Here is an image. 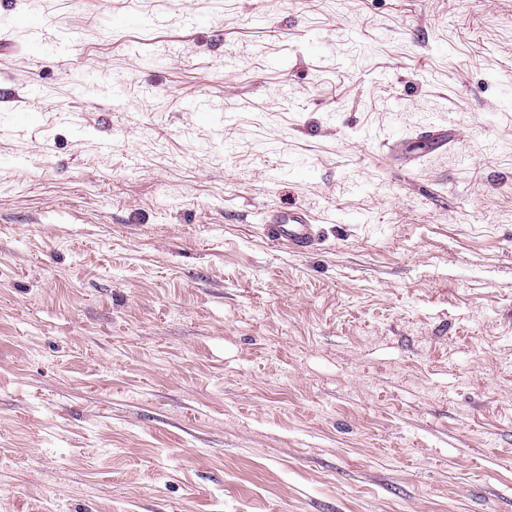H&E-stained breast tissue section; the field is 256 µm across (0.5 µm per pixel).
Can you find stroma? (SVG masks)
Masks as SVG:
<instances>
[{
    "label": "stroma",
    "mask_w": 512,
    "mask_h": 512,
    "mask_svg": "<svg viewBox=\"0 0 512 512\" xmlns=\"http://www.w3.org/2000/svg\"><path fill=\"white\" fill-rule=\"evenodd\" d=\"M0 512H512V0H0ZM461 133L455 122L448 117V121L433 122L428 127L422 128L413 139L412 145H422V151L437 149L457 141ZM265 224H269L273 241L287 242L300 252L309 250L318 240L317 225L311 224L307 214L298 210L269 215Z\"/></svg>",
    "instance_id": "35a3bbf8"
}]
</instances>
